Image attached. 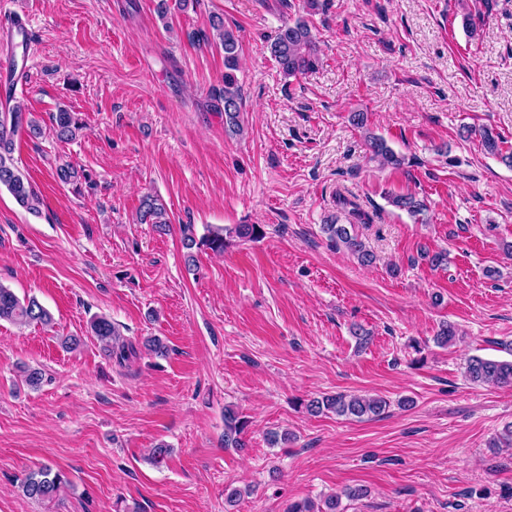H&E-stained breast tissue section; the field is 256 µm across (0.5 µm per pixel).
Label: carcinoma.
<instances>
[{"label": "carcinoma", "instance_id": "carcinoma-1", "mask_svg": "<svg viewBox=\"0 0 512 512\" xmlns=\"http://www.w3.org/2000/svg\"><path fill=\"white\" fill-rule=\"evenodd\" d=\"M213 36L219 41L224 51V86L213 92L214 108L224 113V126L235 132L242 131L240 124L241 89L237 72L241 44L235 34L224 28V22L217 19L212 21ZM270 53L288 76L305 75L316 69L319 63V49L311 27L307 20L298 18L278 30L269 45ZM52 131L56 138L63 141L73 138L81 129L74 113L61 110L51 116ZM25 131L33 137L42 134L40 121L25 107L15 103L7 111L0 113V188H5L16 203L27 212L38 216L42 199L35 187L19 168L14 158V136ZM365 140L371 154V159L379 163L398 168L404 164L405 158L396 154L386 143L385 139L374 133L365 132ZM482 146L485 152L512 167V153L503 152L500 135L485 129L481 134ZM390 203L406 211L412 216L420 214L424 204L411 194L395 195ZM139 219L142 224H153L160 230L169 224L167 211L158 199L147 195L139 207ZM327 239L357 255L362 263H370L374 259L373 252L367 248L358 234L351 232L345 224L321 225ZM233 234L239 239L256 240L263 235L258 224H237L231 228L224 226L210 227L207 233L197 239L192 235L184 238V247L188 249L187 268L190 271L197 268L193 249H208L221 254L228 245L227 236ZM0 320L10 321L20 326L31 323L48 326L53 322L52 314L39 300L34 297L19 298L11 289L0 284ZM90 329L102 344L103 354L118 364H123L137 355V347L131 341L121 337L112 321L103 316H95L90 320ZM465 376L476 385H512V360L496 361L479 356L467 360ZM388 406L382 397L348 396L346 394L326 395L322 398H312L305 404L308 413L315 415L325 410H331L339 416L357 419H373L382 416ZM247 421L239 412L227 407L224 409V447L244 448ZM65 475L44 464L24 474L20 479V488L29 499L46 502L56 499L61 489L67 486ZM288 512H340L339 499L328 497L320 506L312 501L294 503L288 507Z\"/></svg>", "mask_w": 512, "mask_h": 512}]
</instances>
